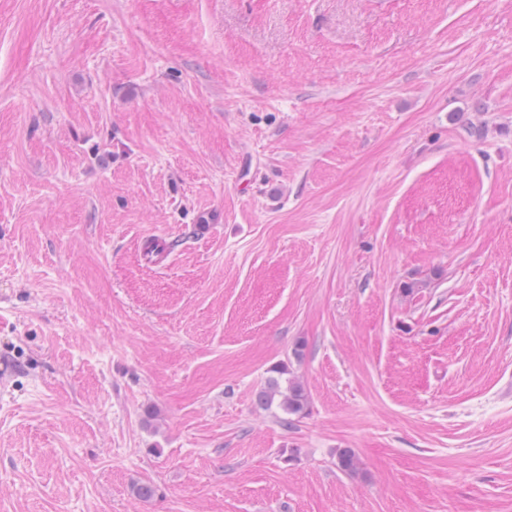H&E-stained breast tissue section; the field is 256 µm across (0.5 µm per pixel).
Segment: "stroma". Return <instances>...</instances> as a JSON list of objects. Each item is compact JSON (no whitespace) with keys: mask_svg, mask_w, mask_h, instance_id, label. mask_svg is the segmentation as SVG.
<instances>
[{"mask_svg":"<svg viewBox=\"0 0 512 512\" xmlns=\"http://www.w3.org/2000/svg\"><path fill=\"white\" fill-rule=\"evenodd\" d=\"M0 512H512V0H0ZM279 375V378L270 377L267 386L257 395V403L266 408H271L275 401H278L279 407L287 414H301L308 405L307 395L303 387L286 377L285 385L281 384L280 379L283 375H288V368L280 365L272 370Z\"/></svg>","mask_w":512,"mask_h":512,"instance_id":"35a3bbf8","label":"stroma"}]
</instances>
